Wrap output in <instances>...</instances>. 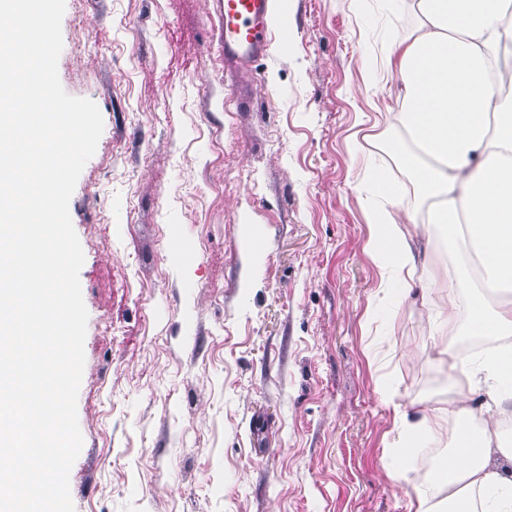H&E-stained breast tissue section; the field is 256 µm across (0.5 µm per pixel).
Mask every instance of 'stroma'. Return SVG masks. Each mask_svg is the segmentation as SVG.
<instances>
[{"label":"stroma","instance_id":"1","mask_svg":"<svg viewBox=\"0 0 512 512\" xmlns=\"http://www.w3.org/2000/svg\"><path fill=\"white\" fill-rule=\"evenodd\" d=\"M277 5L292 38L235 74L218 0H65L59 79L104 123L69 202L74 512H412L394 407L453 405L424 384L458 270L422 207L430 263L405 293L369 225L376 174H406L379 48L412 41L416 0Z\"/></svg>","mask_w":512,"mask_h":512}]
</instances>
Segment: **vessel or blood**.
I'll return each instance as SVG.
<instances>
[{
    "label": "vessel or blood",
    "instance_id": "vessel-or-blood-1",
    "mask_svg": "<svg viewBox=\"0 0 512 512\" xmlns=\"http://www.w3.org/2000/svg\"><path fill=\"white\" fill-rule=\"evenodd\" d=\"M224 66L245 70L267 54L274 39L288 40L295 24L277 12L274 0H222Z\"/></svg>",
    "mask_w": 512,
    "mask_h": 512
}]
</instances>
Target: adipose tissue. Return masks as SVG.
Wrapping results in <instances>:
<instances>
[{
    "label": "adipose tissue",
    "mask_w": 512,
    "mask_h": 512,
    "mask_svg": "<svg viewBox=\"0 0 512 512\" xmlns=\"http://www.w3.org/2000/svg\"><path fill=\"white\" fill-rule=\"evenodd\" d=\"M418 7L413 42L382 47L413 146L397 157L414 172L417 201L431 202L432 223L449 225L450 250L479 258L470 329L500 346L468 365L451 348L438 349L454 378L456 406L445 414L396 407L391 448L408 460L452 420L454 448L426 475L429 487L448 495H417L415 512H512V448L498 441L501 419L512 417V302L495 298L512 286V91L490 88L492 76L506 74L500 61L512 48V0H418ZM417 227L413 213L386 209L370 228L385 274L402 283L418 268ZM476 393L484 415L475 428L468 402Z\"/></svg>",
    "instance_id": "obj_1"
}]
</instances>
